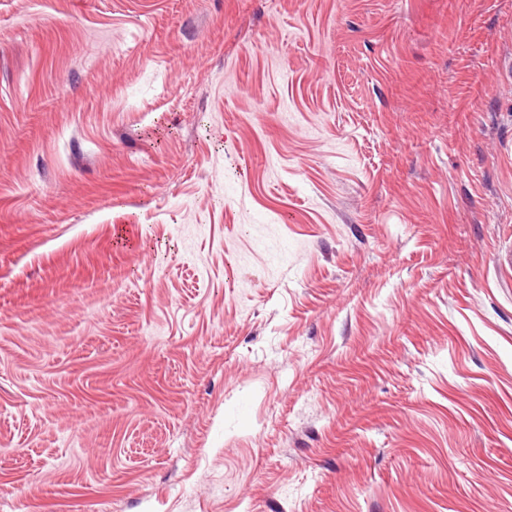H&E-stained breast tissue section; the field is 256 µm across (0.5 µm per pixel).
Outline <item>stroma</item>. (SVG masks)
Wrapping results in <instances>:
<instances>
[{
	"label": "stroma",
	"mask_w": 512,
	"mask_h": 512,
	"mask_svg": "<svg viewBox=\"0 0 512 512\" xmlns=\"http://www.w3.org/2000/svg\"><path fill=\"white\" fill-rule=\"evenodd\" d=\"M0 512H512V0H0Z\"/></svg>",
	"instance_id": "stroma-1"
}]
</instances>
